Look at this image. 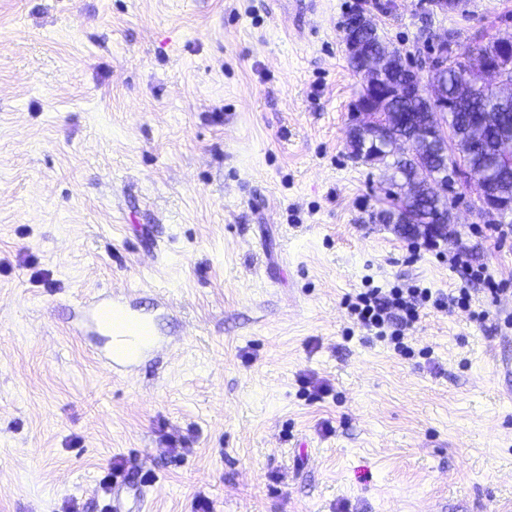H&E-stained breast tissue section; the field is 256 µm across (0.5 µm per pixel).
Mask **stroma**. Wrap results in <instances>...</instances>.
I'll return each instance as SVG.
<instances>
[{"label": "stroma", "instance_id": "1", "mask_svg": "<svg viewBox=\"0 0 512 512\" xmlns=\"http://www.w3.org/2000/svg\"><path fill=\"white\" fill-rule=\"evenodd\" d=\"M365 5L425 83L434 37L512 30V0H0V512H103L118 464L143 512H512V234L468 186L437 247L371 223ZM414 283L471 306L367 341L345 298ZM113 291L179 352L113 377L72 330Z\"/></svg>", "mask_w": 512, "mask_h": 512}]
</instances>
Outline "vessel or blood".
<instances>
[{"instance_id":"obj_1","label":"vessel or blood","mask_w":512,"mask_h":512,"mask_svg":"<svg viewBox=\"0 0 512 512\" xmlns=\"http://www.w3.org/2000/svg\"><path fill=\"white\" fill-rule=\"evenodd\" d=\"M87 317L96 333L108 341L102 359L113 371L132 370L144 355L170 347L169 342L156 336L148 318L135 313L125 293L96 297L87 306Z\"/></svg>"}]
</instances>
